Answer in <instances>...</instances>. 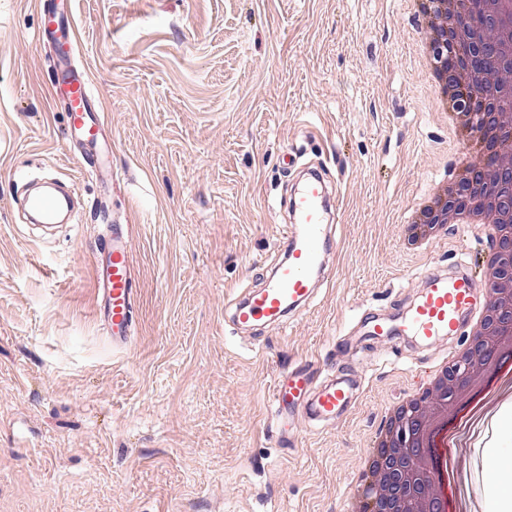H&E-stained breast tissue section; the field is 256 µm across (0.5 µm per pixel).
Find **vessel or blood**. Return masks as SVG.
I'll return each instance as SVG.
<instances>
[{
    "label": "vessel or blood",
    "mask_w": 512,
    "mask_h": 512,
    "mask_svg": "<svg viewBox=\"0 0 512 512\" xmlns=\"http://www.w3.org/2000/svg\"><path fill=\"white\" fill-rule=\"evenodd\" d=\"M42 15L46 21L44 36L51 39L61 58L69 60L78 43L73 17L61 16L53 4L43 9ZM52 94L63 102L71 138L85 147L96 174L111 177L112 140L102 114L90 109L93 92L87 72L67 67L61 80L54 82ZM336 197V192L316 175L307 178L291 195L290 223L284 226L277 244L283 258L264 283L236 305V325L283 324L290 314L311 302L316 280L329 271L326 257L334 248L335 220L330 202ZM62 205V199L50 192L26 200L27 209L45 223L55 220ZM93 269L98 310L112 348L127 350L136 330L139 288L131 225L106 226ZM420 275L424 288L406 312L398 317L377 312L359 320L357 329L346 332L345 343L356 350L377 336L386 337L397 346L408 338L433 344L440 339L455 343L466 336L471 321L485 306L481 280L471 263L453 262L443 271L431 262ZM362 393L361 382L340 371L331 372L318 382L306 366L279 370L269 386L278 441L293 444L297 418L305 417L316 424L336 420L351 409ZM488 465L497 477L498 489L512 486L511 457L489 452Z\"/></svg>",
    "instance_id": "b4317fda"
}]
</instances>
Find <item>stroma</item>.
<instances>
[{"label": "stroma", "instance_id": "1", "mask_svg": "<svg viewBox=\"0 0 512 512\" xmlns=\"http://www.w3.org/2000/svg\"><path fill=\"white\" fill-rule=\"evenodd\" d=\"M37 0H0V512H353L359 461L422 356L336 334L393 309L467 228L415 251V198L451 171L448 127L411 54L403 0H72L78 49L112 135L113 184L65 137ZM321 166L341 197L334 274L308 311L233 332L262 277L292 173ZM71 182L73 224L35 237L16 200L33 177ZM133 227L137 333L116 352L96 312V241ZM312 360L359 373L353 410L277 442L276 371ZM501 428L459 431L469 512H489L485 452Z\"/></svg>", "mask_w": 512, "mask_h": 512}]
</instances>
